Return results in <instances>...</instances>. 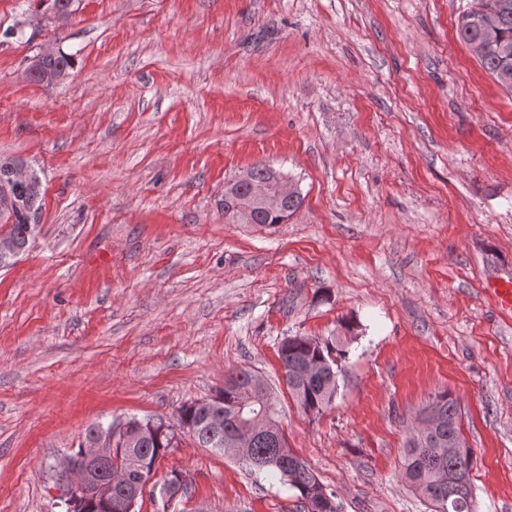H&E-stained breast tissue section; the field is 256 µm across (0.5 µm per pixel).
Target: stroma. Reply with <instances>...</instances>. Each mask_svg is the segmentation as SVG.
<instances>
[{
    "label": "stroma",
    "mask_w": 512,
    "mask_h": 512,
    "mask_svg": "<svg viewBox=\"0 0 512 512\" xmlns=\"http://www.w3.org/2000/svg\"><path fill=\"white\" fill-rule=\"evenodd\" d=\"M472 0H80L69 21L0 0V155L42 181L0 268V512H66L57 479L90 426H169L136 512H303L278 476L200 447L181 407L225 374L277 398L288 445L342 512H429L403 448L458 405L475 512H512V93L456 36ZM46 48L61 82L28 79ZM291 177L281 224H231L224 184ZM340 339L339 388L306 415L288 336ZM52 52V49H44L43 54H37L28 69L29 79L31 81L46 84L47 86L62 80L68 75V71L73 68L74 55L64 53L58 50L54 55H46ZM36 72V74H34Z\"/></svg>",
    "instance_id": "35a3bbf8"
}]
</instances>
